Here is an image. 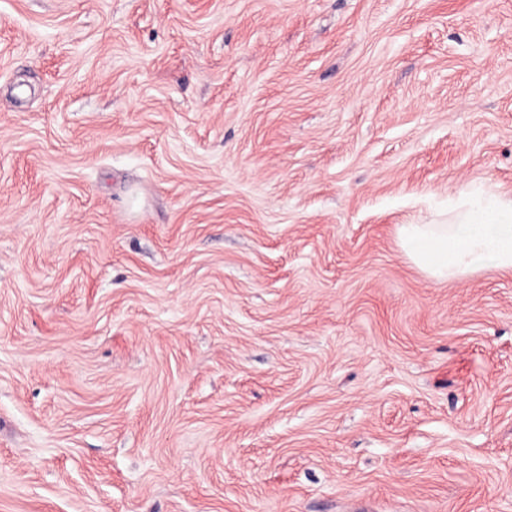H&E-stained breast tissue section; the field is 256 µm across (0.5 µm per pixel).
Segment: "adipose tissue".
Instances as JSON below:
<instances>
[{
	"label": "adipose tissue",
	"instance_id": "adipose-tissue-1",
	"mask_svg": "<svg viewBox=\"0 0 512 512\" xmlns=\"http://www.w3.org/2000/svg\"><path fill=\"white\" fill-rule=\"evenodd\" d=\"M401 243L430 278L464 276L482 267L512 270V200H489L454 213L446 224H405Z\"/></svg>",
	"mask_w": 512,
	"mask_h": 512
}]
</instances>
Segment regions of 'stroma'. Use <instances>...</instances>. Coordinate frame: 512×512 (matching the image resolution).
Returning a JSON list of instances; mask_svg holds the SVG:
<instances>
[{
  "mask_svg": "<svg viewBox=\"0 0 512 512\" xmlns=\"http://www.w3.org/2000/svg\"><path fill=\"white\" fill-rule=\"evenodd\" d=\"M512 0H0V512H512ZM448 220L400 229L402 247L430 278H457L482 267L512 270V200H487Z\"/></svg>",
  "mask_w": 512,
  "mask_h": 512,
  "instance_id": "1",
  "label": "stroma"
}]
</instances>
